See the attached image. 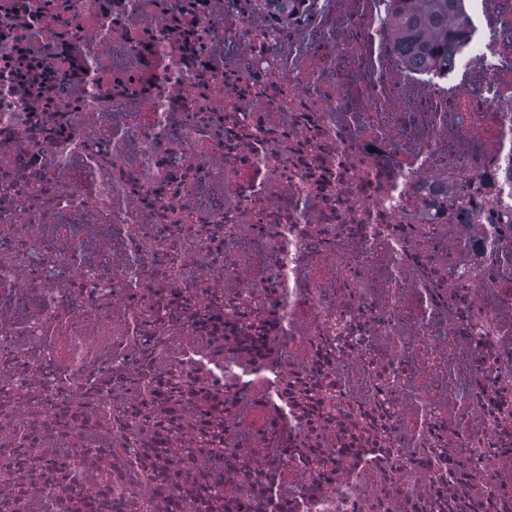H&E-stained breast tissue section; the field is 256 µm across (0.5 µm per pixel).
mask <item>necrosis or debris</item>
<instances>
[{
    "instance_id": "necrosis-or-debris-1",
    "label": "necrosis or debris",
    "mask_w": 512,
    "mask_h": 512,
    "mask_svg": "<svg viewBox=\"0 0 512 512\" xmlns=\"http://www.w3.org/2000/svg\"><path fill=\"white\" fill-rule=\"evenodd\" d=\"M0 0V512H512V0ZM400 43L428 67L448 66L466 45L468 0H385Z\"/></svg>"
}]
</instances>
